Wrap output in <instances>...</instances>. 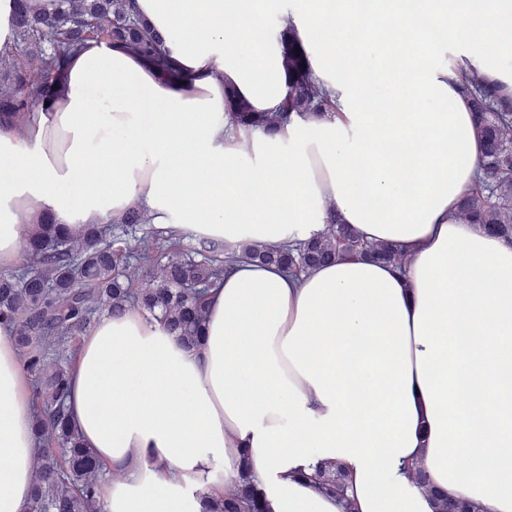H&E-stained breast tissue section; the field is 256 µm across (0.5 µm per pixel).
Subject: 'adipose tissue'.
<instances>
[{
  "label": "adipose tissue",
  "mask_w": 512,
  "mask_h": 512,
  "mask_svg": "<svg viewBox=\"0 0 512 512\" xmlns=\"http://www.w3.org/2000/svg\"><path fill=\"white\" fill-rule=\"evenodd\" d=\"M171 75L87 41L49 105L0 128V267L40 216L72 235L135 208L234 249L329 224L397 246L210 289L190 347L128 307L93 322L65 406L103 512H202L248 467L266 512H512V241L459 218L482 145L462 73L512 99V0H129ZM332 110L276 129L286 40ZM0 325V512H29L32 381ZM340 472L344 497L323 489Z\"/></svg>",
  "instance_id": "adipose-tissue-1"
}]
</instances>
